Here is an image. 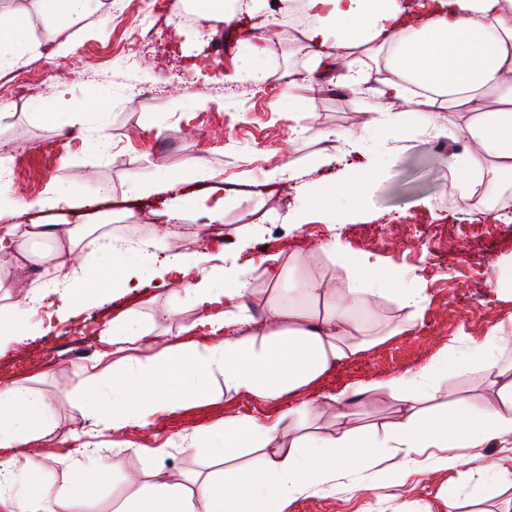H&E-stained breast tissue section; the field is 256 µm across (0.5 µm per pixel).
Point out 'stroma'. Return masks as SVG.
Returning <instances> with one entry per match:
<instances>
[{
    "mask_svg": "<svg viewBox=\"0 0 512 512\" xmlns=\"http://www.w3.org/2000/svg\"><path fill=\"white\" fill-rule=\"evenodd\" d=\"M175 0L159 5L149 27H142L143 0H86L80 13L51 14L40 0H0V12L24 18V42L0 47V166L12 172L10 196L27 202L59 191L80 202V209L47 208L22 214L20 220L46 228L76 227L90 234L113 232L125 224H154L146 243L156 246L170 232L177 251L199 267L220 255L251 269L248 305L260 312L270 285L262 274L265 259L280 255L299 275L341 282L346 269L321 250L335 239L348 256L371 254L380 267L401 269L408 282L422 288L427 302L420 318L392 300H379L363 314L365 329L384 343L341 364L314 383L309 396L327 397L353 383L386 381L428 365L465 337L482 340L489 329L504 325L512 337V301L497 299L488 281L512 261V206L487 219L483 236L460 241L459 228L478 223L468 201L449 202L455 178L436 142L448 139L458 116L435 108L433 124L412 122L405 138H395L382 122L370 121L378 99L336 83H308L309 55L292 46L254 37L260 14L238 15L231 23L209 20L206 27L178 21ZM257 61L266 79L227 84L225 75ZM39 87L25 97L12 93L16 74ZM157 84L162 92L142 97L137 90ZM352 130L366 149L331 147L324 131ZM202 163L234 198L224 207V241H210L208 228L185 210L181 221L167 224L175 197H206L210 182H188L172 191L155 190L164 169L186 170ZM294 165L296 181L271 180V172ZM365 173L348 199L329 208L322 190ZM243 239L244 248L225 251L224 242ZM134 310L150 329L132 358L146 360L164 346L208 337L201 311L177 282L174 271L156 278L139 273L126 279L98 306L77 307L73 325L92 330V356L77 350L64 324L0 349V386L14 383L42 393L55 418L74 437L39 441L28 456L26 472L40 480L62 482L55 455L76 449L77 435L91 423L93 404L111 403L112 379L90 383L99 351V333L115 315ZM410 332L388 337L395 324ZM442 392L456 406L488 408L495 393L481 374L438 376ZM287 402H262L224 394L215 376L206 396L179 412L159 418L147 429L130 427L105 434V441L130 440L149 449L167 446L164 460L129 455L125 474L144 475L156 464L172 471L200 470L210 446L178 448L182 434L222 425L231 414L262 419L278 416ZM454 473L437 472L399 481L404 462L400 449H386L374 468L343 475L334 486L311 488L288 512H399L402 503L437 505L436 495L454 478L465 512H512V489L490 484V463L504 462L512 450L489 445L482 457L457 449Z\"/></svg>",
    "mask_w": 512,
    "mask_h": 512,
    "instance_id": "35a3bbf8",
    "label": "stroma"
}]
</instances>
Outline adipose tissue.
<instances>
[{"mask_svg": "<svg viewBox=\"0 0 512 512\" xmlns=\"http://www.w3.org/2000/svg\"><path fill=\"white\" fill-rule=\"evenodd\" d=\"M316 20L310 45L321 46L317 58L339 60L355 91L368 84L370 73L360 53L387 55L390 76L380 93L378 110L395 132H405L408 118L429 123L428 108L443 102L460 112L459 132L467 139L463 152L449 155L461 199L476 186L498 193L512 179V0H430L425 12H414L406 0H307ZM63 197L13 202L0 183V251L25 255L38 227L19 233L15 216L63 204ZM61 244L41 256L54 275L48 289L61 292L63 303L95 305L117 287L122 273L104 275L89 256H125L135 247L104 237L60 234ZM345 283L298 280L294 297L274 296L269 316L248 313L249 273L227 268L223 289H216L214 271L201 269L187 285L195 305L217 341L191 340L164 347L146 361L130 364L127 352L145 334L138 315L113 318L101 333V372L112 375V408L94 414L77 454L57 456L65 475L62 484L38 480L20 483L21 448L50 436L57 422L44 397L24 385L0 387V505L7 512H103L99 489L108 476L124 471L126 453H144V446L121 441L104 453L100 431L148 428L165 413L185 403L179 382L204 392L214 373H222L224 391L264 402L300 393L329 369L378 345L365 338L355 313L387 297L405 308L421 310L423 289L412 287L396 272L380 270L363 255L353 260ZM38 300L28 294L0 309V343L27 335ZM504 329L492 327L482 341L449 345L422 371L386 382L356 385L337 393L336 430L305 431L311 402L272 419L230 416L212 428L216 447L209 470L191 474L157 467L146 473L136 490L112 500V512H286L314 486L339 475L372 466L382 449L399 448L407 457L402 477L427 470L455 469L448 448L479 450L496 442L512 447V363L500 361ZM477 371L494 388L498 403L487 410H458L435 415L434 380L442 374ZM399 402L396 422L377 426L355 423L356 407L383 395ZM436 449L424 464L426 449Z\"/></svg>", "mask_w": 512, "mask_h": 512, "instance_id": "1", "label": "adipose tissue"}]
</instances>
